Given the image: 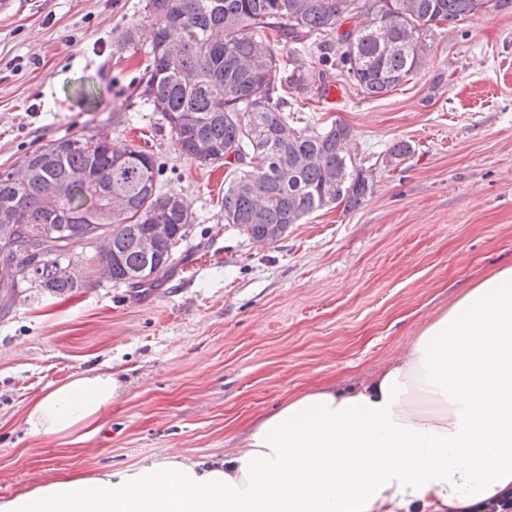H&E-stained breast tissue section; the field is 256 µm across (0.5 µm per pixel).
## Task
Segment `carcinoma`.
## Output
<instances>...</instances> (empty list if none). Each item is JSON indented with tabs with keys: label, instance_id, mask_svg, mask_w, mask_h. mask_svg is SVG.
<instances>
[{
	"label": "carcinoma",
	"instance_id": "carcinoma-1",
	"mask_svg": "<svg viewBox=\"0 0 512 512\" xmlns=\"http://www.w3.org/2000/svg\"><path fill=\"white\" fill-rule=\"evenodd\" d=\"M502 0H146L147 32L130 29L124 42L146 37L150 59L142 97L170 128L179 154L192 160L199 141L210 145L205 164L233 155L238 167L224 188V223L252 239L276 241L311 213L334 204L357 207L373 176L347 152L350 131L333 122L298 129L288 120V95L312 90L301 56L316 48L323 62L363 93L380 96L417 73L427 37L444 21L499 8ZM354 24L341 30L342 24ZM336 32V43L311 39ZM291 50L280 55L279 44ZM283 71L281 85L271 83ZM413 153L394 144L388 163ZM25 179L0 171V217L17 209L23 224L0 226V247L28 254L19 282L0 287L12 304L21 288L63 294L88 285L66 272L80 263L77 247L105 235L113 281L160 288L175 253L191 233V217L159 188L161 164L137 149H118L105 136L56 140L23 160ZM126 197L127 216L109 204ZM164 210L168 239L152 255L142 248L148 217Z\"/></svg>",
	"mask_w": 512,
	"mask_h": 512
}]
</instances>
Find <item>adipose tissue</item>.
Here are the masks:
<instances>
[{
    "label": "adipose tissue",
    "instance_id": "obj_1",
    "mask_svg": "<svg viewBox=\"0 0 512 512\" xmlns=\"http://www.w3.org/2000/svg\"><path fill=\"white\" fill-rule=\"evenodd\" d=\"M119 389L75 376L29 407L34 437L92 433ZM512 496V266L421 329L370 381L321 388L212 461L52 482L0 512H489Z\"/></svg>",
    "mask_w": 512,
    "mask_h": 512
}]
</instances>
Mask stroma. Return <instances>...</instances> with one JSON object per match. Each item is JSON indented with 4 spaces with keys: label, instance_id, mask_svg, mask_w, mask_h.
I'll list each match as a JSON object with an SVG mask.
<instances>
[{
    "label": "stroma",
    "instance_id": "obj_1",
    "mask_svg": "<svg viewBox=\"0 0 512 512\" xmlns=\"http://www.w3.org/2000/svg\"><path fill=\"white\" fill-rule=\"evenodd\" d=\"M144 3L13 0L0 14V170L103 133L153 153L192 216L163 287L93 270L87 287L27 288L0 309V503L158 456H223L288 398L380 372L458 295L512 266V0L439 24L419 71L384 95L336 76L337 102L294 104L296 126L349 128L373 189L272 243L225 223L228 167L181 156L139 98L148 43L118 42ZM401 140L414 152L389 164ZM92 370L120 379L99 431L28 435L29 405Z\"/></svg>",
    "mask_w": 512,
    "mask_h": 512
}]
</instances>
